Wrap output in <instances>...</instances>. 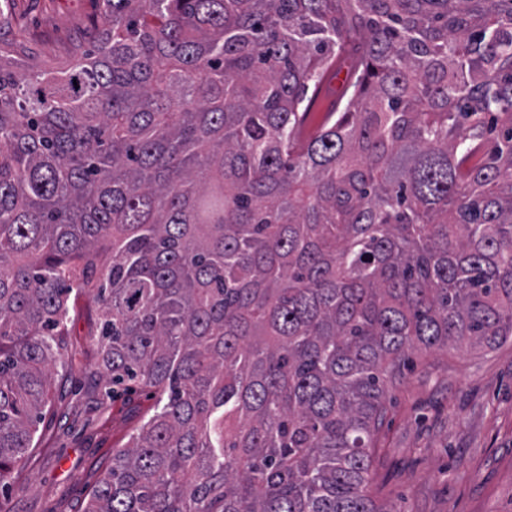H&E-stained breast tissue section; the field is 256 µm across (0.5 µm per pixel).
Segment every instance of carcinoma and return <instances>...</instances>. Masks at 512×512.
I'll list each match as a JSON object with an SVG mask.
<instances>
[{"label":"carcinoma","mask_w":512,"mask_h":512,"mask_svg":"<svg viewBox=\"0 0 512 512\" xmlns=\"http://www.w3.org/2000/svg\"><path fill=\"white\" fill-rule=\"evenodd\" d=\"M98 2L94 54H0V512L83 288L155 402L84 512H393L408 351L512 340V0ZM351 67L352 61L348 53L346 51H340L336 57V68L326 77L328 91L336 101L339 100L344 93ZM339 73H341V78L344 79V81H336V75Z\"/></svg>","instance_id":"obj_1"}]
</instances>
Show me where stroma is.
<instances>
[{
  "instance_id": "35a3bbf8",
  "label": "stroma",
  "mask_w": 512,
  "mask_h": 512,
  "mask_svg": "<svg viewBox=\"0 0 512 512\" xmlns=\"http://www.w3.org/2000/svg\"><path fill=\"white\" fill-rule=\"evenodd\" d=\"M97 0H0V45L26 67L68 63L88 45ZM90 293L70 305L68 372L51 380L39 444L16 475L10 512H83L90 492L152 406L102 397ZM373 490L395 512H512V341L412 352L390 386Z\"/></svg>"
}]
</instances>
